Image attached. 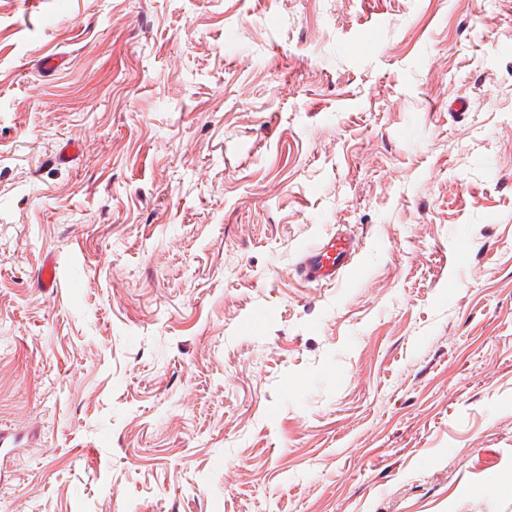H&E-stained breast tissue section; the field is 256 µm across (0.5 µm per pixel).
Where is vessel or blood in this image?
I'll return each mask as SVG.
<instances>
[{
	"instance_id": "b4317fda",
	"label": "vessel or blood",
	"mask_w": 512,
	"mask_h": 512,
	"mask_svg": "<svg viewBox=\"0 0 512 512\" xmlns=\"http://www.w3.org/2000/svg\"><path fill=\"white\" fill-rule=\"evenodd\" d=\"M359 247L355 238L346 235L322 239L304 252L296 272L309 284L335 283L351 266Z\"/></svg>"
}]
</instances>
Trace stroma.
<instances>
[{
    "label": "stroma",
    "mask_w": 512,
    "mask_h": 512,
    "mask_svg": "<svg viewBox=\"0 0 512 512\" xmlns=\"http://www.w3.org/2000/svg\"><path fill=\"white\" fill-rule=\"evenodd\" d=\"M0 169V512H512V0H0ZM359 247L351 236L337 234L322 239L304 252L296 273L309 284L335 283L351 266Z\"/></svg>",
    "instance_id": "stroma-1"
}]
</instances>
